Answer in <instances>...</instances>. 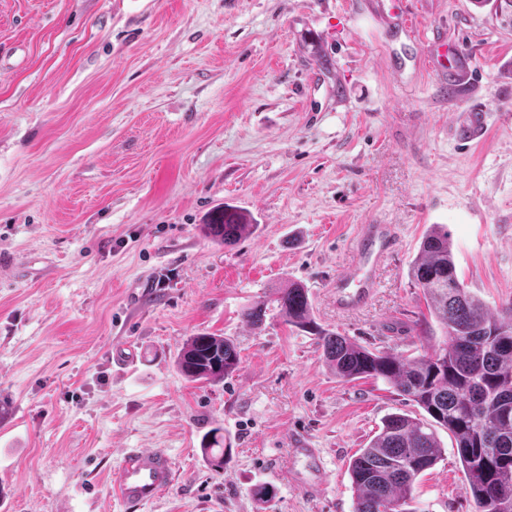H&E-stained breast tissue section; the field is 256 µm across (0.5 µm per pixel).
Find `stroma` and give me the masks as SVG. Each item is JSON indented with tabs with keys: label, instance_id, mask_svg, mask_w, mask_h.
I'll use <instances>...</instances> for the list:
<instances>
[{
	"label": "stroma",
	"instance_id": "35a3bbf8",
	"mask_svg": "<svg viewBox=\"0 0 512 512\" xmlns=\"http://www.w3.org/2000/svg\"><path fill=\"white\" fill-rule=\"evenodd\" d=\"M444 46L461 65L433 64ZM480 103L489 132L463 147L450 122ZM227 204L258 224L230 247L201 231ZM365 224L397 248L342 311L331 284ZM433 224L466 288L511 303L505 0H0V512H354L351 457L388 414L424 411L341 381L277 310L259 329L242 311L298 282L324 326L423 354L441 328L409 272ZM198 333L238 347L222 384L176 370ZM297 430L330 473L314 500L280 471ZM436 434L413 506L474 512ZM128 448L171 457L155 502L113 500ZM215 430L203 444V453L212 467L223 469L224 467V436L218 435Z\"/></svg>",
	"mask_w": 512,
	"mask_h": 512
}]
</instances>
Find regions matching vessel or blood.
I'll use <instances>...</instances> for the list:
<instances>
[{
	"label": "vessel or blood",
	"mask_w": 512,
	"mask_h": 512,
	"mask_svg": "<svg viewBox=\"0 0 512 512\" xmlns=\"http://www.w3.org/2000/svg\"><path fill=\"white\" fill-rule=\"evenodd\" d=\"M486 109L468 110L466 120L458 130L461 143L479 141L488 129ZM363 243L353 268L337 277L334 296L342 307L361 306L370 296L375 265L380 257L391 252L395 238L390 226L368 224L362 229ZM288 481L311 498L321 497L330 481L319 449L306 436L295 434L290 438ZM174 480V466L162 450L148 448L127 449L113 474L110 486L113 497L120 503L142 505L157 500Z\"/></svg>",
	"instance_id": "b4317fda"
}]
</instances>
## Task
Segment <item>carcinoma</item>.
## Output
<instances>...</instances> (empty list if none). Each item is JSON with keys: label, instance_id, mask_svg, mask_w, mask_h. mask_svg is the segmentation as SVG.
Returning <instances> with one entry per match:
<instances>
[{"label": "carcinoma", "instance_id": "carcinoma-1", "mask_svg": "<svg viewBox=\"0 0 512 512\" xmlns=\"http://www.w3.org/2000/svg\"><path fill=\"white\" fill-rule=\"evenodd\" d=\"M252 228L248 213L226 206L212 213L202 231L228 246ZM410 275L444 334L442 344L414 359L370 349L318 323L299 283L279 288L273 302L289 327L314 336L340 380L382 379L453 435L475 512H512V303L494 313L464 287L444 224L423 235ZM268 305L256 302L244 318L261 328ZM239 364L236 344L211 334L189 337L175 359L181 376L206 385L224 382ZM203 453L211 466L224 468V436L213 431ZM441 456L429 423L388 415L349 461L354 512H413L415 483Z\"/></svg>", "mask_w": 512, "mask_h": 512}]
</instances>
